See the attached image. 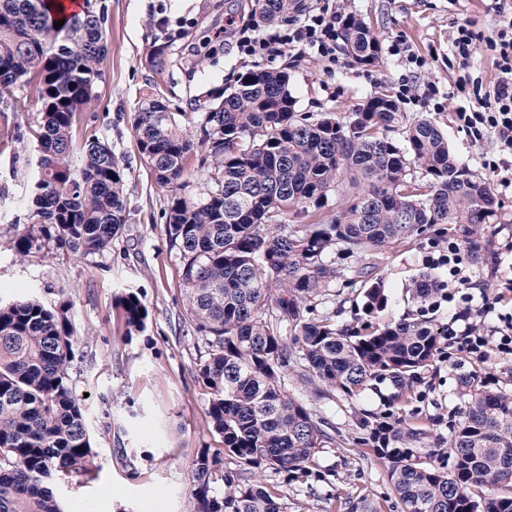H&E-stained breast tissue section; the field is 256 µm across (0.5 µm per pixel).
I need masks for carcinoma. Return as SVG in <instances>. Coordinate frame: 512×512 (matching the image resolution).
<instances>
[{
	"instance_id": "1",
	"label": "carcinoma",
	"mask_w": 512,
	"mask_h": 512,
	"mask_svg": "<svg viewBox=\"0 0 512 512\" xmlns=\"http://www.w3.org/2000/svg\"><path fill=\"white\" fill-rule=\"evenodd\" d=\"M54 0H0V103L32 70L44 102L27 224L16 257L50 250L75 257L112 251L126 223V172L92 133L75 143L78 110L101 78L106 15L91 0L77 13ZM289 0H254L273 23ZM63 25L55 28L54 23ZM354 63L378 61V39L351 16L341 30ZM162 42L151 70L170 63ZM179 126L160 92L144 95L138 152L169 192L165 234L180 262L184 309L205 355L196 368L207 417L224 447L192 462L193 512H288L284 487L331 484L322 455L341 447L313 403L360 397L390 383L381 411H363L357 444L383 466L395 503L360 493L342 512H512V392L478 376L461 381L462 407L448 437L408 417L424 375L437 369L448 325L430 316L447 274L423 272L415 310L382 320L390 295L363 254L462 233L471 258L488 262L483 228L496 217L487 182L459 166L431 118L410 119L381 93L340 117L294 112L284 71L250 70L215 108ZM209 172L189 190L191 165ZM367 285L362 310L339 326L327 303L336 288ZM126 332L144 330L136 292L115 299ZM70 303L20 297L0 304V512H63L51 486L97 467L84 406L71 384ZM305 388L296 396L291 383ZM283 476L270 482L267 473Z\"/></svg>"
}]
</instances>
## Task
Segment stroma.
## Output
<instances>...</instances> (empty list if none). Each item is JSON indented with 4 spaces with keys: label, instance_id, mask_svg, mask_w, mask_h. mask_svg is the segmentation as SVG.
Instances as JSON below:
<instances>
[{
    "label": "stroma",
    "instance_id": "35a3bbf8",
    "mask_svg": "<svg viewBox=\"0 0 512 512\" xmlns=\"http://www.w3.org/2000/svg\"><path fill=\"white\" fill-rule=\"evenodd\" d=\"M107 8V53L101 79L74 126L76 139L97 132L126 166L129 216L121 237L104 257L76 260L58 252L18 259L12 247L17 224L30 201L29 170L37 157L30 132L43 110L39 78L29 75L11 103L0 104V299L35 296L45 303L71 304L76 330L71 370L73 389L87 408L97 470L80 485L57 481L64 512H192L191 463L203 448L222 445L208 424V394L196 377L203 344L183 318L181 270L165 235L162 212L168 193L151 177L138 154L134 126L140 102L151 87L185 114L212 106L213 92H224L249 71L237 50L213 48L216 32L227 18L250 23L253 0H102ZM325 8L363 19L378 37L375 64H352L344 50L329 67L317 53L297 46L260 68L288 70L289 88L299 113L352 112L369 97L386 93L408 117L436 119L448 135L457 159L484 179L497 204V217L486 226L495 253L494 265L467 262L469 307L442 303L437 321L456 331L478 325L497 339L512 314V187L488 167L499 157L495 137L474 139L458 125L459 109H473L478 98L492 94L501 72L494 51L480 48L468 68H461L450 38L456 28L473 22L490 34L512 16V0H292L276 29L297 27L305 15ZM171 36L172 66L163 73L145 60L156 39ZM406 42L420 60L411 66L390 55L396 41ZM413 89L404 92L405 77ZM447 242L427 243L374 256L392 298L387 310L397 320L407 309V290L428 271L430 259L447 251ZM124 290L137 292L148 309L143 332L129 336L114 306ZM496 300L495 311L483 303ZM446 361L420 387L413 408L417 418L432 419L447 434L461 405L463 378L479 375L493 387L512 385V353L491 351L487 360L448 348ZM388 385L367 391L356 401L336 397L321 406L344 439L345 448L326 456L335 469L333 500L294 492L291 512H335L338 500L367 490L377 498L390 494L376 459L360 456L353 440L361 410H381Z\"/></svg>",
    "mask_w": 512,
    "mask_h": 512
}]
</instances>
